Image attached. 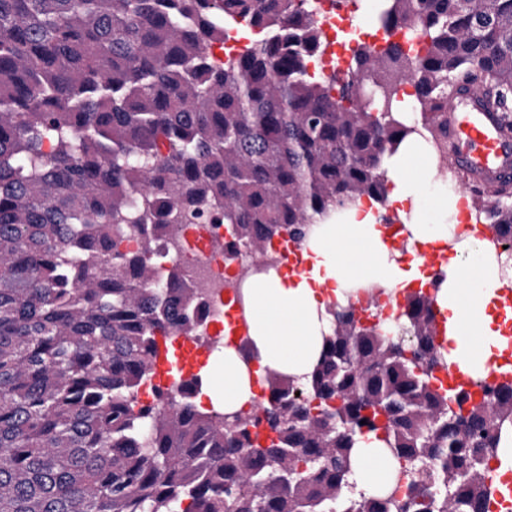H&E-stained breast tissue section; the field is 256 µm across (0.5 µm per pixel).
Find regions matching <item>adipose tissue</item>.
<instances>
[{"instance_id":"ef3b65f1","label":"adipose tissue","mask_w":512,"mask_h":512,"mask_svg":"<svg viewBox=\"0 0 512 512\" xmlns=\"http://www.w3.org/2000/svg\"><path fill=\"white\" fill-rule=\"evenodd\" d=\"M426 158L424 143L413 142L386 157L384 168L390 199L399 215L409 216L411 236L405 250L388 246L373 210L364 209L339 224L316 225L304 250L308 270L292 275L277 271L258 276L244 292L248 337L224 345L223 361L206 369L204 392L214 407L232 413L254 396L253 377L266 371L303 376L316 364L327 330L326 307L346 301L352 284L368 281L397 292L418 274L417 262L403 253L420 244L448 242L454 254L442 267L436 302L448 324L444 355L475 379L487 377L497 351L503 348L495 311L505 277L494 250L473 236H457L451 215L458 201L433 197L434 220L422 217L426 181L416 171ZM396 462L375 443L363 444L352 476L368 493L389 490Z\"/></svg>"}]
</instances>
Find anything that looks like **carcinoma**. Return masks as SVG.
<instances>
[{
	"mask_svg": "<svg viewBox=\"0 0 512 512\" xmlns=\"http://www.w3.org/2000/svg\"><path fill=\"white\" fill-rule=\"evenodd\" d=\"M314 0H0V512H489L488 462L512 383L482 402L448 369L435 297L407 296L416 348L336 311L313 371L267 373L255 416L202 411L195 387L138 388L156 333L186 335L154 284L151 241L203 212L262 254L362 198L386 208L385 156L439 134L448 87L478 85L512 132V0H385L384 44L340 34L347 68L310 73ZM258 31L217 63L226 29ZM407 29L405 43L389 34ZM473 202L512 244L509 191ZM397 461L393 489L350 481L357 437Z\"/></svg>",
	"mask_w": 512,
	"mask_h": 512,
	"instance_id": "cac0c4a2",
	"label": "carcinoma"
}]
</instances>
